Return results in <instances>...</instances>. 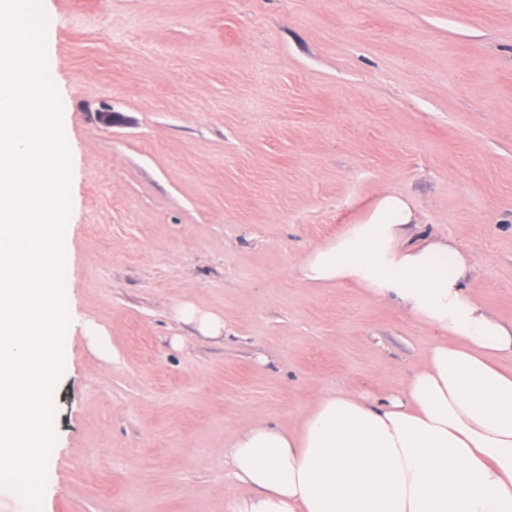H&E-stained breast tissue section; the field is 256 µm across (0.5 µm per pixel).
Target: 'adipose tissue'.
I'll return each instance as SVG.
<instances>
[{"mask_svg": "<svg viewBox=\"0 0 512 512\" xmlns=\"http://www.w3.org/2000/svg\"><path fill=\"white\" fill-rule=\"evenodd\" d=\"M397 194L313 247L296 271L313 287L355 285L441 333L405 387L375 401L321 395L298 430L256 419L224 445L248 490L225 512H512V323L473 301V257L413 238Z\"/></svg>", "mask_w": 512, "mask_h": 512, "instance_id": "adipose-tissue-1", "label": "adipose tissue"}]
</instances>
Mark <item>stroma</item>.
Masks as SVG:
<instances>
[{
    "mask_svg": "<svg viewBox=\"0 0 512 512\" xmlns=\"http://www.w3.org/2000/svg\"><path fill=\"white\" fill-rule=\"evenodd\" d=\"M41 3L74 199L42 512H225L239 427L399 390L440 333L295 276L381 194L512 323V0ZM180 316L187 323H194L198 330L208 336H219L224 330V323L218 318L202 313L192 305H185Z\"/></svg>",
    "mask_w": 512,
    "mask_h": 512,
    "instance_id": "1",
    "label": "stroma"
}]
</instances>
